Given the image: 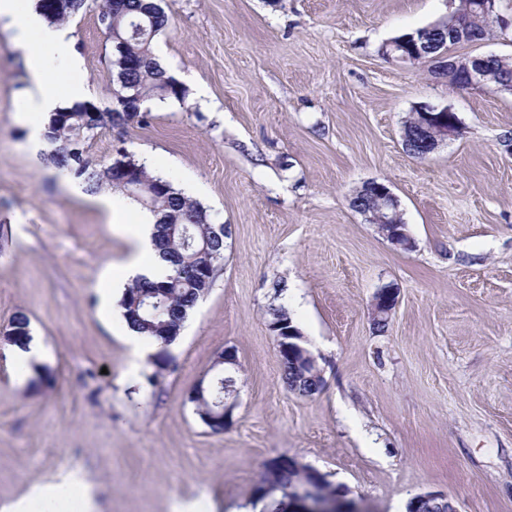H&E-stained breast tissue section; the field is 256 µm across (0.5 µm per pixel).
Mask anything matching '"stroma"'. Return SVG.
I'll use <instances>...</instances> for the list:
<instances>
[{"label": "stroma", "mask_w": 512, "mask_h": 512, "mask_svg": "<svg viewBox=\"0 0 512 512\" xmlns=\"http://www.w3.org/2000/svg\"><path fill=\"white\" fill-rule=\"evenodd\" d=\"M508 24L454 57L512 55ZM452 0H172L155 41L185 105L100 129L91 160L127 146L228 225L214 283L168 369L135 361L102 275L130 246L98 197L34 160L17 105L28 85L0 26V512L67 485L68 512H298L260 492L269 461L325 475L355 512H406L425 492L457 512H512V94L451 92L430 62L382 46L444 18ZM82 78L106 107L111 43L89 12L69 23ZM451 107L457 134L425 159L402 128L421 104ZM398 198L412 249L351 206L364 183ZM287 291L276 294L275 281ZM398 289L388 325L378 288ZM287 307L325 385L289 392L270 308ZM43 352L21 360L17 311ZM241 364L237 407L214 433L189 396L219 352Z\"/></svg>", "instance_id": "1"}]
</instances>
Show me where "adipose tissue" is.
<instances>
[{
  "instance_id": "obj_1",
  "label": "adipose tissue",
  "mask_w": 512,
  "mask_h": 512,
  "mask_svg": "<svg viewBox=\"0 0 512 512\" xmlns=\"http://www.w3.org/2000/svg\"><path fill=\"white\" fill-rule=\"evenodd\" d=\"M0 21L12 30L28 72L29 87L19 111L30 126L28 148L36 154L46 143L45 132L51 113L86 99L82 82L59 84L50 76L48 64L58 61L77 72L82 68V61L73 50L69 30L49 24L31 0H0ZM106 205L116 231L134 246L129 260L112 268L113 285L138 276L150 280L163 277L167 268L153 247L154 215L137 211L113 198L107 199Z\"/></svg>"
}]
</instances>
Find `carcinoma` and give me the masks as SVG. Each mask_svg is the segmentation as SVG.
Returning a JSON list of instances; mask_svg holds the SVG:
<instances>
[{"instance_id": "1", "label": "carcinoma", "mask_w": 512, "mask_h": 512, "mask_svg": "<svg viewBox=\"0 0 512 512\" xmlns=\"http://www.w3.org/2000/svg\"><path fill=\"white\" fill-rule=\"evenodd\" d=\"M124 10L117 12L111 0H62L54 14L46 15L53 23L67 22L87 11L96 12L98 22L116 34L112 44L111 60L113 85L119 90L127 85L136 88L142 102L177 101L185 104L188 90L168 74L154 53L155 38L170 24V16L162 6L163 0H122ZM473 0H458L456 10L465 27L477 30L479 40L492 32L488 23L472 18ZM490 84L512 81V57L498 55L487 61ZM137 118L139 112H115L112 107L101 108L87 100L54 112L50 115L46 139L48 149L43 161L60 171H66L79 180L88 195L112 190L130 195L127 185L112 177V163H97L89 159L88 147L95 132L105 127H123ZM140 184L150 188L152 195L147 208L158 216L153 243L158 256L167 263V273L160 280L145 277L133 279L124 288L120 307L126 324L139 334L151 338L161 346L170 345L179 336L190 310L212 288L213 280L201 279L200 268L216 260L213 255H224V239L213 231V223L200 202L187 196L169 180L151 175L140 166ZM153 293L164 300V310L155 318L143 314L138 306L141 296ZM17 338L13 345L27 348L30 336L28 316L20 311L12 319ZM282 376L289 391L311 397L318 392L317 382L306 377L291 360H282ZM222 384L215 385L195 403V409H211L220 398L237 386L238 373L232 370L219 374ZM311 480L303 470H290L288 465L268 464L262 483H274L283 490L302 485Z\"/></svg>"}]
</instances>
